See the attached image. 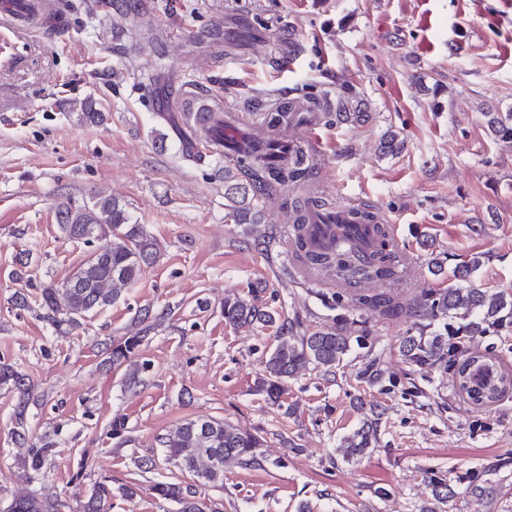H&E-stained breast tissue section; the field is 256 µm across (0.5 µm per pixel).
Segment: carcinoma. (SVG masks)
Instances as JSON below:
<instances>
[{
    "mask_svg": "<svg viewBox=\"0 0 512 512\" xmlns=\"http://www.w3.org/2000/svg\"><path fill=\"white\" fill-rule=\"evenodd\" d=\"M490 131L500 140L512 141V112H486ZM275 140L246 138L236 155L224 166V199L227 217L237 224L262 222V199L282 187L293 191L289 218L293 226V259L299 270L319 278L336 276L347 287L332 294L341 303L348 296L351 311H371L380 318L410 313L415 322L400 337L397 349L401 359L420 371L437 366L467 365L471 352L462 338L512 335V295L475 288L470 280L482 265L474 256L455 267L448 275V286L424 290L412 299L359 287L363 282L391 279L399 274V261L390 249L382 225H376V239L369 255H364L356 240L344 228L325 245L313 246L306 213L329 203L308 191L310 167L307 156L296 149L288 162L275 160ZM58 224L69 240L91 247L69 278L59 286L41 288L43 319L55 328L78 326L89 314L114 304L122 291L135 284L144 270L160 258L157 240L144 225L129 223V215L110 196L97 195L78 207L58 211ZM224 321L234 328H255L275 322V317L251 298L224 297ZM369 330L365 323L342 316L336 322L296 336L293 329L281 328L277 343L263 362L261 388L278 402L289 380L307 370L334 376L354 349L362 347ZM142 336H128L112 346V363L120 366L140 345ZM12 385L19 393L17 419L23 420L30 401L24 378L8 364H0V386ZM382 412H373L353 435L347 438L346 458H357L377 440ZM166 460L191 476L189 483L157 482L151 490L163 501L178 505V512H219L207 506L199 487H221L224 470L231 466H250L258 461L263 446L258 434L214 418L186 419L159 437ZM53 449L34 448L29 466L42 472ZM112 486L96 483L88 498L80 503L81 512H107ZM65 504L50 489L16 496L7 512H61Z\"/></svg>",
    "mask_w": 512,
    "mask_h": 512,
    "instance_id": "1",
    "label": "carcinoma"
}]
</instances>
